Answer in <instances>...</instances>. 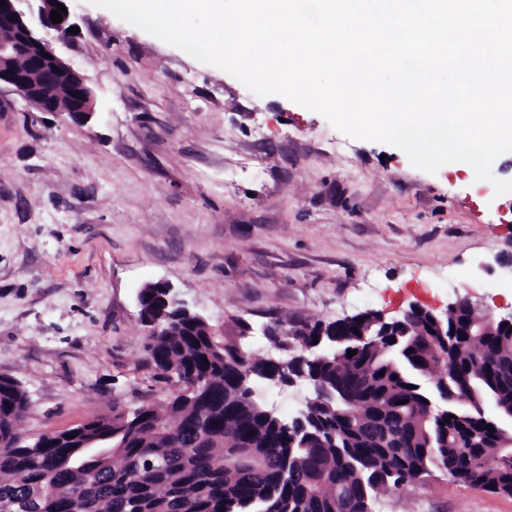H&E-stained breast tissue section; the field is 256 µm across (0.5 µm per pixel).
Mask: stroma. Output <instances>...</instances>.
Segmentation results:
<instances>
[{"instance_id": "1", "label": "stroma", "mask_w": 512, "mask_h": 512, "mask_svg": "<svg viewBox=\"0 0 512 512\" xmlns=\"http://www.w3.org/2000/svg\"><path fill=\"white\" fill-rule=\"evenodd\" d=\"M58 45L94 114L39 112L0 88V375L28 396L27 439L144 403L166 387L145 361L138 293L169 283L216 335L469 298L512 314V193L470 165L436 174L356 139L284 96L95 6L70 0ZM292 417L308 389L260 383ZM375 512H512V496L435 470Z\"/></svg>"}]
</instances>
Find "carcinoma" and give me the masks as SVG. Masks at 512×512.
Here are the masks:
<instances>
[{
  "label": "carcinoma",
  "mask_w": 512,
  "mask_h": 512,
  "mask_svg": "<svg viewBox=\"0 0 512 512\" xmlns=\"http://www.w3.org/2000/svg\"><path fill=\"white\" fill-rule=\"evenodd\" d=\"M444 319L446 336L429 318H415L396 357L385 336L332 342L344 328L374 325L369 311L344 328L307 322L286 344L268 337L283 352L316 339L336 345L319 362L254 351L244 322L239 335L220 338L201 319L171 321L144 344L155 377L166 381L168 369L178 370L180 385L169 388L164 407L114 410L38 443L18 431L25 390L0 376V512H338L344 495L349 512H373L381 494L404 492L433 468L512 496V447H500L480 411L490 398L512 412V326L485 321L461 338L472 316L451 310ZM454 339L462 350L448 351V376H438L436 352ZM276 375L327 388L336 399L313 394L298 428L250 393L253 381L273 384ZM424 379L438 388L448 382V393L470 403L429 409ZM95 438L108 447H82Z\"/></svg>",
  "instance_id": "carcinoma-1"
}]
</instances>
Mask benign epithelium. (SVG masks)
<instances>
[{"label": "benign epithelium", "mask_w": 512, "mask_h": 512, "mask_svg": "<svg viewBox=\"0 0 512 512\" xmlns=\"http://www.w3.org/2000/svg\"><path fill=\"white\" fill-rule=\"evenodd\" d=\"M0 6V86L13 89L26 103L39 112L66 114L75 121H85L93 115V92L85 78L56 52L53 42L66 41L74 26L71 13L62 14L63 21L50 19L56 4L67 0H3ZM155 307L146 308L149 299ZM140 321L150 334H158L160 317L172 305L182 312L190 309L164 283H153L139 294ZM416 313L435 316L432 309L412 303L398 318H380L378 324L387 330L407 326Z\"/></svg>", "instance_id": "obj_1"}]
</instances>
